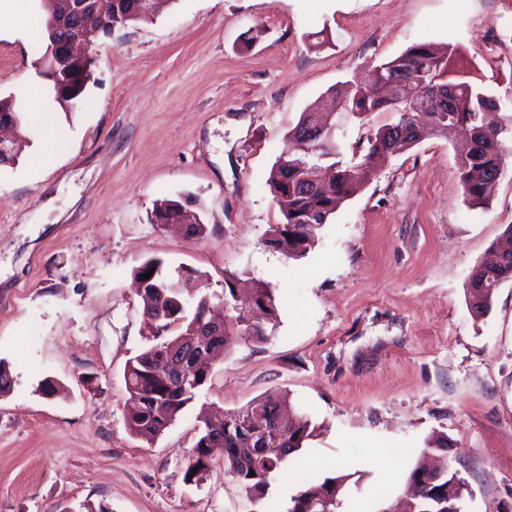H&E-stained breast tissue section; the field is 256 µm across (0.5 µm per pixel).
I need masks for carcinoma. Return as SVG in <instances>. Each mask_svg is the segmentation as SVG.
Wrapping results in <instances>:
<instances>
[{
	"mask_svg": "<svg viewBox=\"0 0 512 512\" xmlns=\"http://www.w3.org/2000/svg\"><path fill=\"white\" fill-rule=\"evenodd\" d=\"M44 10L46 47L58 37L69 35L62 31L52 34L56 16L65 8L63 0H41ZM143 0H112V12L102 14L98 0H73L72 5L82 13L105 18L114 28H126L149 22L154 12L146 10ZM461 55L452 43L434 54L425 43L409 47L400 56L382 63L371 71L364 83H345L335 86L330 94L339 100L346 113L332 133L319 138L302 139L316 128L322 118L314 112L301 114L297 124L288 131L285 148L275 163L271 180L272 192L283 216V222L271 230L268 243L290 258L304 256L316 242V230L327 223L340 201L356 195L376 174V162L387 156L404 152L430 136L452 133L462 143L458 158V177L464 194L474 206L486 204L503 174L512 144L507 135L512 128L499 131L482 123L484 110L494 105L504 108L512 99L503 100L471 73L456 66ZM407 69L427 75V81L448 88V111L436 113L430 120L431 129L399 142L394 132L400 127H414V113L404 111V105L394 100L391 82ZM54 70L58 79L79 84L84 63L78 58L63 55L55 58ZM18 100L0 97V125L21 126L22 112ZM372 112H391L396 119L380 127L374 138L368 139L367 152L355 159L356 148L347 142L349 124ZM317 167L336 185L335 195L304 189L302 182L308 170ZM173 216H183L177 200L156 202L154 223L166 224ZM151 273L141 297L144 311L143 330L146 345L130 358L124 369L125 388L129 395L126 427L141 441L153 443L172 425L208 384L211 361L220 352L229 351L239 342L264 344L269 340L267 324L277 318L274 293L266 282L253 289L249 310L236 308L234 277L224 278V290L218 299L228 312L224 314V338L201 336L199 332L213 321V295L202 294L193 303L169 289L163 260L150 258L136 267L133 275ZM512 280V253L503 255L494 266L481 265L474 271L468 285V304L471 310L483 315L491 310L494 295L500 286ZM260 410L264 420L277 431L278 440L266 451L257 453L249 446L247 436L239 429L238 421L251 411ZM311 423L304 414H296L281 400L256 397L245 406L226 411L222 419L204 420L199 438L189 455L186 478L194 479L209 465L220 460L224 473L234 478L247 495L261 500L268 496L271 483L287 460L302 448L312 435ZM448 446L439 449L440 455L432 468L415 467L409 474L410 512H448L453 507L463 512L468 485L459 469L448 461ZM344 475L326 476L307 484L290 497L286 512H336L337 495Z\"/></svg>",
	"mask_w": 512,
	"mask_h": 512,
	"instance_id": "obj_1",
	"label": "carcinoma"
}]
</instances>
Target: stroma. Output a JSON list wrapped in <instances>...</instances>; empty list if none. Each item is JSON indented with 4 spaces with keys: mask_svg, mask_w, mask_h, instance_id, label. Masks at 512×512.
Segmentation results:
<instances>
[{
    "mask_svg": "<svg viewBox=\"0 0 512 512\" xmlns=\"http://www.w3.org/2000/svg\"><path fill=\"white\" fill-rule=\"evenodd\" d=\"M33 21L0 31V97L38 82ZM459 44L512 94V0H166L153 22L92 46L72 113L48 103L0 168V512H270L314 475L346 474L339 512H396L431 438L447 437L465 512H512V281L473 313L467 283L512 224V163L472 207L451 139L391 158L298 259L265 240L268 185L288 130L331 87L419 42ZM193 196L205 234L153 222ZM149 258L269 282L267 343L236 345L163 435L125 425L123 371L144 341L132 272ZM54 383L45 396L39 387ZM284 395L313 435L251 502L212 463L187 480L200 410Z\"/></svg>",
    "mask_w": 512,
    "mask_h": 512,
    "instance_id": "1",
    "label": "stroma"
}]
</instances>
